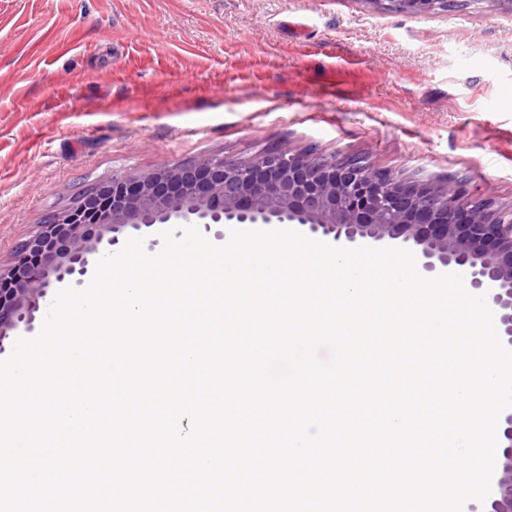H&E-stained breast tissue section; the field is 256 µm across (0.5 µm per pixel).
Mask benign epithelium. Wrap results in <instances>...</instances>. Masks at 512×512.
<instances>
[{"label": "benign epithelium", "instance_id": "benign-epithelium-1", "mask_svg": "<svg viewBox=\"0 0 512 512\" xmlns=\"http://www.w3.org/2000/svg\"><path fill=\"white\" fill-rule=\"evenodd\" d=\"M400 13L448 10L451 0H375ZM295 223L345 247L400 241L420 248L421 270L464 275L494 305L500 338L512 348V211L480 199L464 180L406 181L360 158L271 148L258 159L204 156L133 179L92 185L0 265V341L34 327L53 283L83 277L128 229L156 224ZM494 492L483 509L512 512V411L500 417Z\"/></svg>", "mask_w": 512, "mask_h": 512}]
</instances>
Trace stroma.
<instances>
[{
	"instance_id": "stroma-1",
	"label": "stroma",
	"mask_w": 512,
	"mask_h": 512,
	"mask_svg": "<svg viewBox=\"0 0 512 512\" xmlns=\"http://www.w3.org/2000/svg\"><path fill=\"white\" fill-rule=\"evenodd\" d=\"M274 144L512 206V13L370 0H0V261L113 176ZM388 9L400 13H429L435 11H448L449 2H469L467 4H480L486 0H373Z\"/></svg>"
}]
</instances>
